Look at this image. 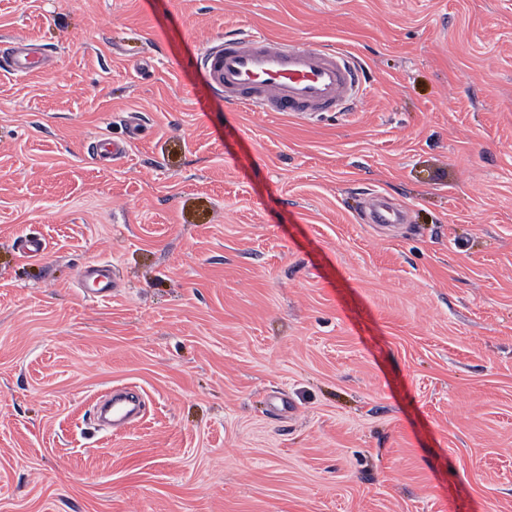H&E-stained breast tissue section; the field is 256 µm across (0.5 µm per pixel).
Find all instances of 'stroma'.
<instances>
[{
    "label": "stroma",
    "instance_id": "stroma-1",
    "mask_svg": "<svg viewBox=\"0 0 512 512\" xmlns=\"http://www.w3.org/2000/svg\"><path fill=\"white\" fill-rule=\"evenodd\" d=\"M250 31L362 97L226 105L197 48ZM2 39L49 65L0 72V512H512V0H0ZM79 281L81 285L89 287L82 289L85 296L100 300L110 298L116 287L112 263L96 261L84 265ZM143 407L142 397L135 388H124L112 397V423L124 426L135 419Z\"/></svg>",
    "mask_w": 512,
    "mask_h": 512
}]
</instances>
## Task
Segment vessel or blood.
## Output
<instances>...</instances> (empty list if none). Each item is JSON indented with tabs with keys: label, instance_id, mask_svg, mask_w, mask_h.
I'll return each mask as SVG.
<instances>
[{
	"label": "vessel or blood",
	"instance_id": "vessel-or-blood-1",
	"mask_svg": "<svg viewBox=\"0 0 512 512\" xmlns=\"http://www.w3.org/2000/svg\"><path fill=\"white\" fill-rule=\"evenodd\" d=\"M0 56L16 73L42 65L39 48L22 42L1 46ZM198 61L204 80L225 102L262 112L301 119L345 109L356 92V68L348 53L337 47L287 43L254 33L211 41L201 48ZM79 281L85 296L110 298L115 288L111 263L84 265ZM142 406L137 389L117 391L112 397L113 425L130 423Z\"/></svg>",
	"mask_w": 512,
	"mask_h": 512
}]
</instances>
